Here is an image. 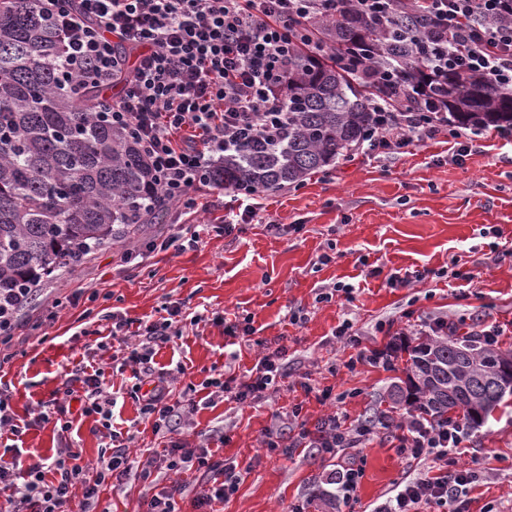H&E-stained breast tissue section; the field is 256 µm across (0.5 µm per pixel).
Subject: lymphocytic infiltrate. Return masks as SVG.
I'll return each instance as SVG.
<instances>
[{
    "instance_id": "1",
    "label": "lymphocytic infiltrate",
    "mask_w": 512,
    "mask_h": 512,
    "mask_svg": "<svg viewBox=\"0 0 512 512\" xmlns=\"http://www.w3.org/2000/svg\"><path fill=\"white\" fill-rule=\"evenodd\" d=\"M40 10L63 33L65 74L81 88L122 89L98 111V121L131 131L150 167L162 200L182 202L191 192L214 186L211 170L226 145L238 140L272 144L288 128V104L275 85L288 73L293 45L306 43L314 54L324 47L307 26L310 15L329 10L328 0H38ZM352 8L388 27L403 9L432 16L431 33L409 47L412 64L432 75L477 74L492 90L512 89V23L499 24L495 15L512 8V0H351ZM360 80L383 85L368 108L375 122L368 131L367 150L395 154L410 145L460 132L449 130L448 114L437 101L410 102L404 71L382 67L369 75L357 66ZM181 306L167 307L165 316L131 324L112 315L110 336L127 362L138 365L135 377L141 413L154 434L168 437L162 452L132 455L127 438L111 424L114 399L99 373L76 366L62 397L41 403L35 421H56L69 431V396H78L82 415L98 416L105 443L94 463L80 452L66 451L53 461L0 457V491L10 493L12 512H71L75 489L83 491L84 512H97L102 491L123 485L138 472L148 486L145 512H180L179 500L193 495L200 512L234 495L242 481L236 465L216 460L208 444L189 446L175 435L188 425L194 399L177 396L154 380L150 362L172 337L181 335ZM288 350L280 346L263 355L247 375L209 379L228 401L239 405L261 400L285 374ZM301 405L287 417L295 430H270L263 444L269 451L292 456L299 448L332 453L369 441L375 426L389 428L387 413L374 423L346 424L338 414L326 416L315 428L300 424ZM468 427L451 417L433 426L410 417L395 440L404 456L434 457L436 473L397 486L381 512H417L420 504L435 512H465L464 498L476 480L472 469L459 465L455 450ZM213 475L212 484L191 491L185 475ZM168 474L167 484L153 483V473Z\"/></svg>"
}]
</instances>
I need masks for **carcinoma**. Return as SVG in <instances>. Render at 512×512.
<instances>
[{
  "instance_id": "cac0c4a2",
  "label": "carcinoma",
  "mask_w": 512,
  "mask_h": 512,
  "mask_svg": "<svg viewBox=\"0 0 512 512\" xmlns=\"http://www.w3.org/2000/svg\"><path fill=\"white\" fill-rule=\"evenodd\" d=\"M413 23L404 13L382 28L348 2L311 19L327 51L293 48L279 85L290 106L287 138L227 149L216 165L224 186L282 188L351 158L374 124L368 100L379 86L357 80L341 60L362 45L374 61L388 56L408 64L403 38L430 31L426 23L412 31ZM64 55L60 31L38 0H0V286L35 288L57 268L167 217L135 141L93 118L107 97L63 83ZM427 84L423 71H410V98ZM433 93L465 129L512 127V94L491 90L480 76L450 75ZM511 360L467 336H421L407 350L403 384L392 385L389 396L432 421L462 415L478 428L512 400V383L499 381Z\"/></svg>"
}]
</instances>
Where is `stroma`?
<instances>
[{
	"label": "stroma",
	"mask_w": 512,
	"mask_h": 512,
	"mask_svg": "<svg viewBox=\"0 0 512 512\" xmlns=\"http://www.w3.org/2000/svg\"><path fill=\"white\" fill-rule=\"evenodd\" d=\"M232 197L229 189H203L194 208L169 205L164 223L146 225L138 238L108 245L40 282L11 338L0 342V385L11 393L15 414L31 423L21 451L52 457L70 448L85 461L96 459L102 440L94 417L72 408L66 433L34 421L40 402L62 389L85 359L116 398L115 428L137 426L134 450H162L166 439L153 434L131 395L132 366L121 365L113 348L96 341L110 332L109 312L156 319L177 302L186 313L250 318L255 333L233 341L209 320L184 325L154 358L156 369L171 373L174 393L227 369L245 373L278 338L288 347L286 377L260 402L199 407L193 425L180 433L192 446L207 441L217 459L243 470L238 491L220 512H292L297 506L346 512L344 504L325 505L320 493L330 474L351 462L364 471L358 508L376 512L399 482L419 476L429 463L403 458L392 443V427L410 417L408 406L392 407L388 399L392 384L404 377L403 360L353 370L346 362L361 348L386 351L399 340L413 344L435 334L438 317L462 320L465 333L499 325L504 334L497 349L512 353V145L490 127L461 160L445 136L399 154L357 152L303 185L264 191L257 216L242 231L213 232L197 248L137 258L145 243L166 239L174 225L223 223ZM324 253L331 261L322 265ZM423 269L429 272L423 282L405 288L388 283L391 276ZM337 282L352 285V298L320 300ZM294 312L301 322L290 323ZM345 321L358 346L337 337ZM306 383L333 387L338 402L305 394ZM297 403L311 423L334 412L362 422L385 410L392 426L377 430L365 447L335 454L307 448L288 458L263 448L265 430L280 425L283 412ZM458 460L478 476L467 512H512V407L472 430Z\"/></svg>",
	"instance_id": "stroma-1"
}]
</instances>
